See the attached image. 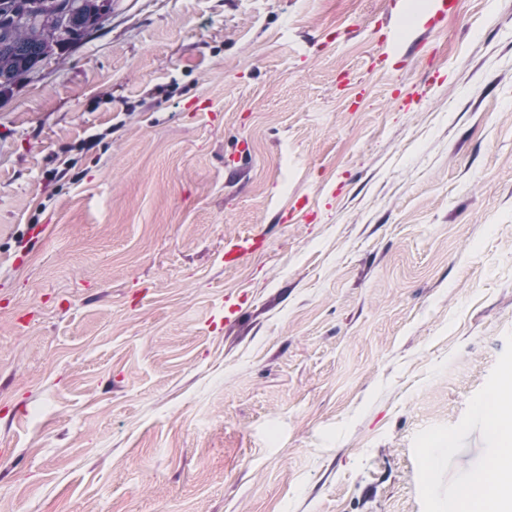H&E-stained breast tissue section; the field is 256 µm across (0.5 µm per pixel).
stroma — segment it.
<instances>
[{
  "label": "stroma",
  "instance_id": "obj_1",
  "mask_svg": "<svg viewBox=\"0 0 512 512\" xmlns=\"http://www.w3.org/2000/svg\"><path fill=\"white\" fill-rule=\"evenodd\" d=\"M394 21L117 0L0 97V512H450L512 367V0L382 68Z\"/></svg>",
  "mask_w": 512,
  "mask_h": 512
}]
</instances>
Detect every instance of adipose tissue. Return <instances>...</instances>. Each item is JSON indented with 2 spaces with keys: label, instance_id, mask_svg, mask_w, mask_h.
Returning a JSON list of instances; mask_svg holds the SVG:
<instances>
[{
  "label": "adipose tissue",
  "instance_id": "obj_1",
  "mask_svg": "<svg viewBox=\"0 0 512 512\" xmlns=\"http://www.w3.org/2000/svg\"><path fill=\"white\" fill-rule=\"evenodd\" d=\"M496 447L457 494L454 512H512V370L485 402Z\"/></svg>",
  "mask_w": 512,
  "mask_h": 512
}]
</instances>
